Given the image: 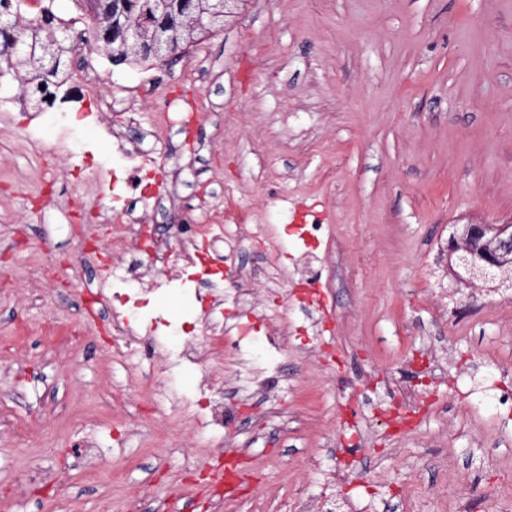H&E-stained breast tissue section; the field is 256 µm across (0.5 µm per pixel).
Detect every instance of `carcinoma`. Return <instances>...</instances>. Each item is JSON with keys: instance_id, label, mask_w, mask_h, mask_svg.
<instances>
[{"instance_id": "cac0c4a2", "label": "carcinoma", "mask_w": 512, "mask_h": 512, "mask_svg": "<svg viewBox=\"0 0 512 512\" xmlns=\"http://www.w3.org/2000/svg\"><path fill=\"white\" fill-rule=\"evenodd\" d=\"M89 25L97 30L107 56L114 64H143L155 61L151 53V36L163 31L169 52L177 54L212 26L224 21L220 14L212 19L196 16L185 10L179 0H82ZM9 19L10 26L0 28V69L18 84L21 98L47 101L50 87L61 86L72 77L71 58L75 45L68 30L55 14L43 11L38 18L28 16L22 0H0V18ZM131 27L142 32L135 43L121 44L115 36ZM26 39V47L11 52L17 36Z\"/></svg>"}]
</instances>
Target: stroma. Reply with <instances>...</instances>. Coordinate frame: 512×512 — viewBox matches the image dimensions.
Instances as JSON below:
<instances>
[{"label":"stroma","mask_w":512,"mask_h":512,"mask_svg":"<svg viewBox=\"0 0 512 512\" xmlns=\"http://www.w3.org/2000/svg\"><path fill=\"white\" fill-rule=\"evenodd\" d=\"M114 99L147 87L143 125L161 98L193 101L192 135L171 113L158 155L181 208H149L145 223L200 217L225 194L274 224H300L303 207L326 220L318 248L325 312L307 311L293 284L256 285L257 309L224 304L228 325L279 311L295 328L273 396L297 416L289 434L229 424L195 411L199 395L236 400L234 386L204 388L201 369L164 372L157 411L112 364L114 333L98 306L88 336L60 353L17 335L22 322L82 312L105 294L81 252L87 213L111 206L88 192L70 156L53 152L70 102L35 113L39 140L22 139L0 112V512H195L187 467L246 460V496L229 512H278L298 490L323 496L304 468L310 448L355 449L356 476L337 491L353 512H455L465 476L500 481L512 498V411L498 401L512 364V293L471 299L441 279L448 240L464 224L512 223V0H241L234 17L172 64L115 65L88 55ZM265 134L257 147L254 131ZM203 281L182 280L157 301L173 325L194 322ZM447 354L448 380L421 379L420 359ZM410 376L429 406L411 436H387L376 410L388 381ZM28 426L22 442L11 426Z\"/></svg>","instance_id":"obj_1"}]
</instances>
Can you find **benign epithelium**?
Wrapping results in <instances>:
<instances>
[{
    "label": "benign epithelium",
    "mask_w": 512,
    "mask_h": 512,
    "mask_svg": "<svg viewBox=\"0 0 512 512\" xmlns=\"http://www.w3.org/2000/svg\"><path fill=\"white\" fill-rule=\"evenodd\" d=\"M450 253L456 255L458 264L467 268L459 283L476 290L486 280L499 282V286L512 289V272L500 260L512 254L511 224H467L462 233L450 240ZM479 256L481 263L473 261Z\"/></svg>",
    "instance_id": "7a95c632"
}]
</instances>
